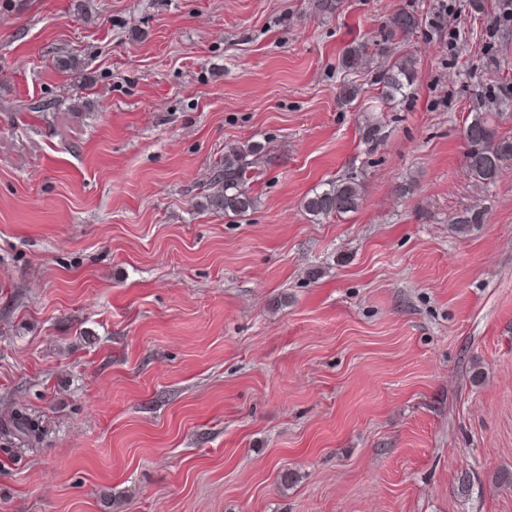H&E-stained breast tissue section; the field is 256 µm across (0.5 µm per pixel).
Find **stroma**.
I'll list each match as a JSON object with an SVG mask.
<instances>
[{
	"mask_svg": "<svg viewBox=\"0 0 512 512\" xmlns=\"http://www.w3.org/2000/svg\"><path fill=\"white\" fill-rule=\"evenodd\" d=\"M319 2L0 0V415L41 428L0 512H512V161L463 139L481 83L512 134V22ZM242 145L253 209H207ZM412 72L413 62L408 59H403L387 66L382 74L387 97L407 96L413 85ZM362 186L354 177L339 179L308 194L303 208L315 220L357 211L362 204Z\"/></svg>",
	"mask_w": 512,
	"mask_h": 512,
	"instance_id": "1",
	"label": "stroma"
}]
</instances>
